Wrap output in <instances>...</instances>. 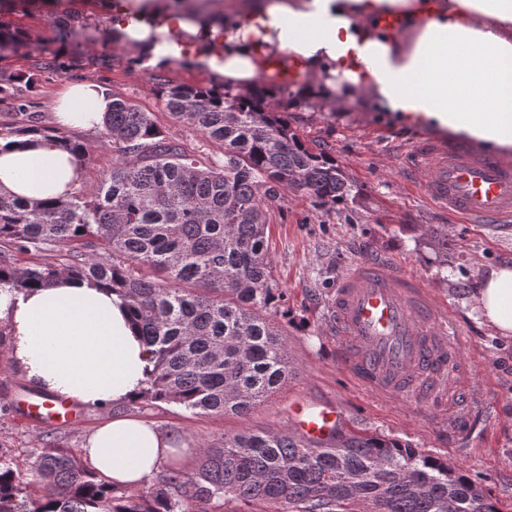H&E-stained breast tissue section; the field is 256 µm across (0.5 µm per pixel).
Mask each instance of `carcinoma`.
Wrapping results in <instances>:
<instances>
[{"mask_svg": "<svg viewBox=\"0 0 512 512\" xmlns=\"http://www.w3.org/2000/svg\"><path fill=\"white\" fill-rule=\"evenodd\" d=\"M57 40L85 27L56 17ZM20 27L0 23V59L28 47ZM83 59L57 53L35 71L0 68V100L13 112L0 137L41 135L89 161L72 132L29 112L38 71L68 73ZM166 110L224 148L202 163L170 139L154 115L112 96L103 135L112 169L90 195L24 201L0 192V285L47 286L60 273L92 279L125 301L149 348L146 388L135 401L175 404L191 415L247 418L291 375L274 319L285 294L272 277L265 226L270 202L301 193L318 207L356 202L359 187L327 146L309 147L282 115L276 94H232L154 73ZM66 252L65 267L51 260ZM40 260L19 266L18 254ZM23 469L0 448V512H214L235 500L276 512H502L461 468L410 444L345 434L312 443L287 431L248 427L202 450L191 471L172 467L138 495L92 471L71 451L37 448Z\"/></svg>", "mask_w": 512, "mask_h": 512, "instance_id": "carcinoma-1", "label": "carcinoma"}]
</instances>
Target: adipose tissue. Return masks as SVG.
Here are the masks:
<instances>
[{
  "label": "adipose tissue",
  "mask_w": 512,
  "mask_h": 512,
  "mask_svg": "<svg viewBox=\"0 0 512 512\" xmlns=\"http://www.w3.org/2000/svg\"><path fill=\"white\" fill-rule=\"evenodd\" d=\"M112 29L148 65L188 61L226 90L251 91L269 59L303 67L300 96L337 108L360 103L405 123L512 150V0H114ZM112 100L92 83L67 84L54 112L70 129L101 125ZM74 156L36 140L0 149V189L30 200L73 192ZM472 309L512 337V263L489 269ZM11 358L54 398L104 411L84 436L89 468L127 489L149 482L180 439L118 413L144 385L148 348L122 300L91 280L59 275L23 292L0 287Z\"/></svg>",
  "instance_id": "adipose-tissue-1"
}]
</instances>
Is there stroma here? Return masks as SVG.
Listing matches in <instances>:
<instances>
[{
	"instance_id": "obj_1",
	"label": "stroma",
	"mask_w": 512,
	"mask_h": 512,
	"mask_svg": "<svg viewBox=\"0 0 512 512\" xmlns=\"http://www.w3.org/2000/svg\"><path fill=\"white\" fill-rule=\"evenodd\" d=\"M66 10L82 16L88 32L87 38L69 44L67 53L108 54L112 65L89 67L75 76L38 75L31 100L43 123H53L56 95L76 77L154 113L169 137L196 147L206 159H223L220 145L171 118L156 94L152 68L130 65L132 49L110 41V11L101 0H36L28 13L0 12V21L22 26L31 36L27 53L9 58L11 68L28 70L30 55L58 48L52 20ZM288 115L300 137L328 145L361 188L357 202L334 211L315 209L310 199L290 192L271 204L268 255L272 276L286 294L288 318L282 331L291 375L243 420L232 415L193 416L173 404L142 402L124 404L122 413L149 419L189 439L191 449L179 463L190 470L204 447L221 446L225 434L242 427L288 430L289 405L295 399L332 401L346 413L355 432L397 439L447 460L490 490L502 512H512V338L491 335L469 315V298L482 275L512 261V231L457 223L420 192L406 189L397 172L394 139L410 128L391 114L353 107L327 111L320 102L301 100ZM79 137L91 151L77 190L89 194L112 167V144L98 129L80 132ZM376 253L396 258L451 309L480 414L469 432H449L447 407L433 409L408 398L376 396L337 363L325 327L330 294L346 267ZM40 393L13 364L9 345L0 346V448L20 456L48 444L77 449L86 432L103 418L99 410L81 406L77 425L39 422L21 402Z\"/></svg>"
}]
</instances>
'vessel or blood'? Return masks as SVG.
Listing matches in <instances>:
<instances>
[{
    "instance_id": "vessel-or-blood-1",
    "label": "vessel or blood",
    "mask_w": 512,
    "mask_h": 512,
    "mask_svg": "<svg viewBox=\"0 0 512 512\" xmlns=\"http://www.w3.org/2000/svg\"><path fill=\"white\" fill-rule=\"evenodd\" d=\"M403 184L466 224L512 227V158L466 143L422 135L398 159ZM337 362L366 391L427 405L451 397L461 410L449 428L476 420L475 391L461 362L453 319L433 291L394 258L379 254L347 268L328 303ZM343 421L339 407H300L292 431L327 438Z\"/></svg>"
}]
</instances>
